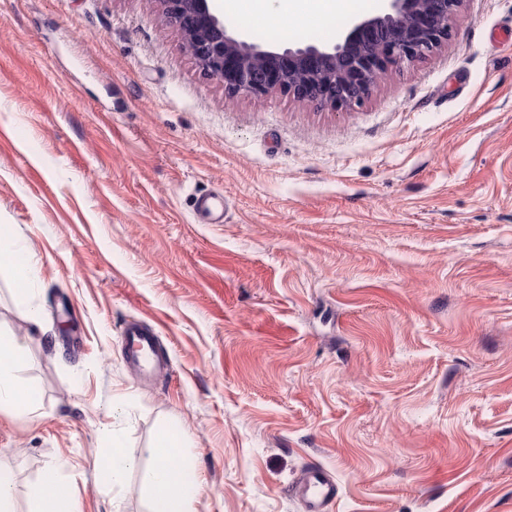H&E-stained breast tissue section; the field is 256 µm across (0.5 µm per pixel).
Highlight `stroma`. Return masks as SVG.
<instances>
[{"instance_id": "35a3bbf8", "label": "stroma", "mask_w": 512, "mask_h": 512, "mask_svg": "<svg viewBox=\"0 0 512 512\" xmlns=\"http://www.w3.org/2000/svg\"><path fill=\"white\" fill-rule=\"evenodd\" d=\"M224 24L330 47L351 21ZM1 225L40 264L22 296L0 276L40 394L0 414L17 512L49 462L82 512H146L93 459L163 423L191 512H302L313 466L327 512H512V0H465L447 46L339 112L226 98L157 0H0ZM132 322L168 359L148 381ZM124 336L127 344L126 361L136 371L144 372L162 363L155 351L153 336L149 333L128 325ZM294 493L301 499L303 512H326L338 494L336 481L322 468L306 469Z\"/></svg>"}]
</instances>
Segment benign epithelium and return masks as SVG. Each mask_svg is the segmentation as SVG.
<instances>
[{
    "mask_svg": "<svg viewBox=\"0 0 512 512\" xmlns=\"http://www.w3.org/2000/svg\"><path fill=\"white\" fill-rule=\"evenodd\" d=\"M159 2L185 50L204 74L223 82L228 97L280 91L336 110L362 104L391 67L447 45L465 0H387L383 12L357 19L331 48L260 46L229 32L211 0Z\"/></svg>",
    "mask_w": 512,
    "mask_h": 512,
    "instance_id": "7a95c632",
    "label": "benign epithelium"
}]
</instances>
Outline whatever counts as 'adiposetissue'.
Instances as JSON below:
<instances>
[{
  "label": "adipose tissue",
  "instance_id": "adipose-tissue-1",
  "mask_svg": "<svg viewBox=\"0 0 512 512\" xmlns=\"http://www.w3.org/2000/svg\"><path fill=\"white\" fill-rule=\"evenodd\" d=\"M221 8L225 16L237 18L244 28L267 22L288 27L306 19L345 17L353 11L352 0H221ZM0 274L21 288L39 277L33 254L17 247L5 228H0ZM26 353L25 341L0 336V412L31 413L39 404L38 390L19 374ZM180 443L179 431L161 427L148 450L152 462L143 467L126 450L120 436H113L107 453L95 460L99 480L115 489L124 484L130 472L139 471L147 512H189L202 484L194 459L182 453ZM30 512H81L78 501L62 484L56 464L43 467Z\"/></svg>",
  "mask_w": 512,
  "mask_h": 512
}]
</instances>
